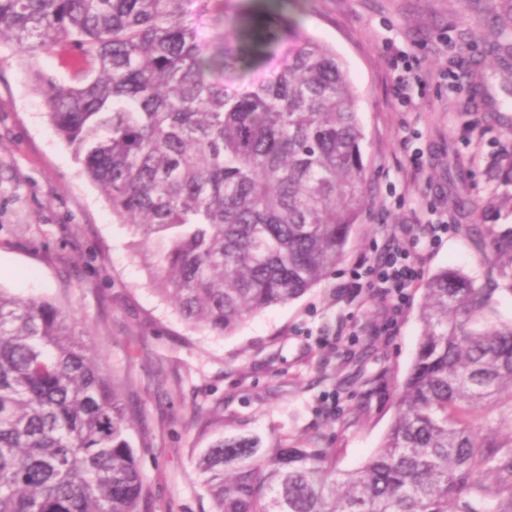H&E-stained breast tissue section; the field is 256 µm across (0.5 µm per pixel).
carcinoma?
I'll return each mask as SVG.
<instances>
[{
	"instance_id": "carcinoma-1",
	"label": "carcinoma",
	"mask_w": 512,
	"mask_h": 512,
	"mask_svg": "<svg viewBox=\"0 0 512 512\" xmlns=\"http://www.w3.org/2000/svg\"><path fill=\"white\" fill-rule=\"evenodd\" d=\"M228 0H0L8 44L56 132L149 256L190 327L231 333L341 259L368 205L357 96L295 19L252 24ZM500 59L512 0H491ZM68 57L70 76L38 59ZM512 269V237L493 244ZM443 270L382 446L353 471L334 448L219 433L195 458L210 512H512V320ZM130 409L101 354L50 299L0 288V512H141Z\"/></svg>"
}]
</instances>
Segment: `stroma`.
I'll use <instances>...</instances> for the list:
<instances>
[{"mask_svg": "<svg viewBox=\"0 0 512 512\" xmlns=\"http://www.w3.org/2000/svg\"><path fill=\"white\" fill-rule=\"evenodd\" d=\"M298 20L333 47L358 99L370 202L335 269L302 297L234 332L189 328L151 286L102 190L54 132L48 108L11 48L0 47V288L60 302L89 335L136 415L132 442L146 512H209L195 475L201 420L265 444L332 448L342 470L380 447L422 327L421 286L399 314L340 287L392 232L449 231L426 248L422 282L448 269L494 291L512 317L492 244L512 233V67L491 53L494 23L478 0H236ZM418 65L413 102L395 96L394 53ZM463 66L461 85L444 72ZM428 165L414 173L410 156Z\"/></svg>", "mask_w": 512, "mask_h": 512, "instance_id": "stroma-1", "label": "stroma"}]
</instances>
